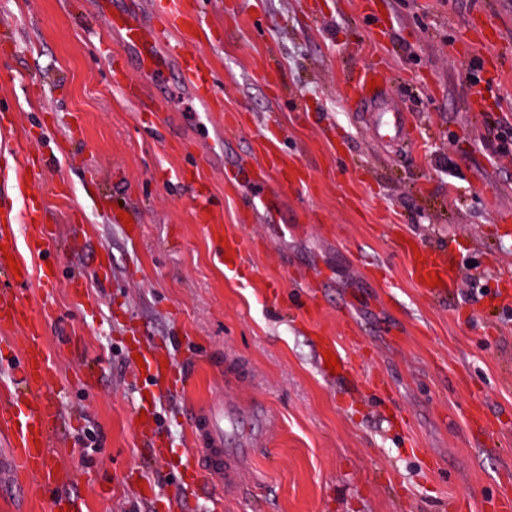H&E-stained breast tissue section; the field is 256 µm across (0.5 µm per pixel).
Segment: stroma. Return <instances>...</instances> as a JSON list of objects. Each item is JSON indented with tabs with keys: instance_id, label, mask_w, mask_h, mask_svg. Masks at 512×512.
<instances>
[{
	"instance_id": "obj_1",
	"label": "stroma",
	"mask_w": 512,
	"mask_h": 512,
	"mask_svg": "<svg viewBox=\"0 0 512 512\" xmlns=\"http://www.w3.org/2000/svg\"><path fill=\"white\" fill-rule=\"evenodd\" d=\"M96 2L0 0L11 36L0 43V110L26 150L51 161L22 178L0 140V196L23 208L25 181L57 228L45 257L27 260L59 270L49 391L84 512H154L124 485L132 468L159 492L182 485L169 456L135 445L132 338L191 374L187 390L152 389L169 455L194 447L199 405L265 409L252 429L226 434L255 451L224 512H500L512 496V308L492 292L512 289V234L501 230L512 225V167L482 141L486 123L512 128V0H382L391 30L381 39L355 0H183L201 20L183 47L216 70L215 109L234 117L225 131L173 73H144ZM492 27L499 40L482 43ZM485 57L501 72L500 102L477 114L469 80ZM370 60L388 79L385 100L415 117L416 145L379 142L345 105L351 69ZM118 63L141 97L113 84ZM268 149L308 181L277 212L253 213L249 202L275 189L258 170ZM189 173L209 183L224 226L252 240L237 271L195 221ZM105 196L131 225L109 222ZM400 237L459 242L453 260L480 293L431 301L394 247ZM103 252L111 280L76 300L70 277L92 275ZM325 330L354 373L383 385L328 376ZM0 512H47L37 481L0 482Z\"/></svg>"
}]
</instances>
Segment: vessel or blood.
I'll use <instances>...</instances> for the list:
<instances>
[{"mask_svg": "<svg viewBox=\"0 0 512 512\" xmlns=\"http://www.w3.org/2000/svg\"><path fill=\"white\" fill-rule=\"evenodd\" d=\"M199 16L197 13L171 9L159 10L151 20H143L131 7L115 11L111 22L128 46L133 49L147 70L175 67L193 98L204 112H212L217 75L207 60L199 54H188L182 49L184 37L194 33ZM167 48L166 57L155 54L158 45ZM384 76L376 63L359 68L347 82L345 93L353 110L364 113L376 137L382 141L402 143L411 136L412 119L403 111L375 112L371 106L382 98L383 89H370V81H383ZM266 162L275 171V191L285 196L297 192L306 181L299 171L288 167L280 157L267 156ZM191 202L202 228L212 240L217 241L219 252L231 255L233 265H241L247 245L242 237H228L224 227L210 221L208 207L210 190L205 183L192 185ZM20 222L30 231L29 247L40 252L56 236L54 225L45 223L40 200L27 198L20 214ZM0 245L12 261L0 256V354L9 353L14 359V369L9 380L0 382V437L6 439L8 450L0 455V472L11 470L37 476L47 497L50 512H82L79 499L66 493L72 482L67 456L60 451L55 431L61 420L59 409L46 388L50 376L49 354L45 342L41 315L52 311V290L57 282V272L48 267L32 271L16 244L15 225H0ZM397 249L412 259L411 275L432 299H443L456 285L458 272L451 269V257L445 248L426 249L405 241H397ZM442 278V286H435V278ZM39 281L43 290L42 311L34 313L19 293V285ZM145 379L163 381L170 390L184 386L181 367L168 361L161 348L144 352ZM137 422L134 436L141 447L161 448L153 402L139 399L132 412ZM246 424L250 418L233 408L205 406L203 412L194 414L192 431L202 433L205 448L202 453L184 449L181 467L187 479H197L206 473L216 477L221 485L232 484L244 458L250 454L246 448H228L224 445L225 420Z\"/></svg>", "mask_w": 512, "mask_h": 512, "instance_id": "obj_1", "label": "vessel or blood"}]
</instances>
